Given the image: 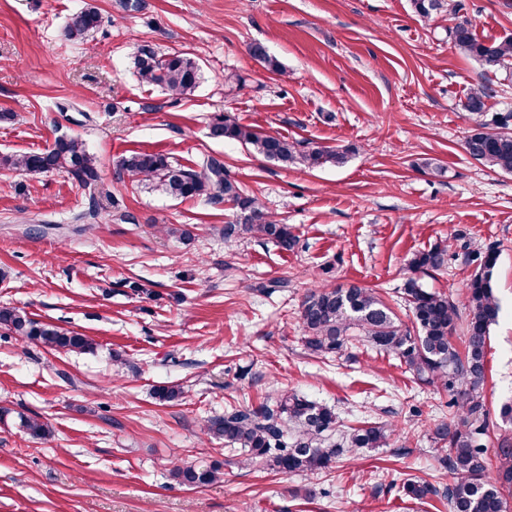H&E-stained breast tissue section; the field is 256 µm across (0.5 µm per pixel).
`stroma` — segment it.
<instances>
[{
  "mask_svg": "<svg viewBox=\"0 0 512 512\" xmlns=\"http://www.w3.org/2000/svg\"><path fill=\"white\" fill-rule=\"evenodd\" d=\"M87 6L101 26L70 40L69 19ZM462 21L482 40L512 36V0H443L428 19L411 0H143L138 12L122 0H0V154L41 153L68 134L102 162L93 201L64 172L0 171V307L96 345L56 352L0 330V512H448L401 492L409 478L452 481L429 435L447 393L364 343L310 355L298 310L317 284L356 283L406 318V263L438 244L453 254L447 268L418 279L459 303L475 269L467 250L495 248L482 441L496 458L498 409L512 402V174L466 152L463 104L483 87L487 123L512 113V68L488 74L455 49ZM254 42L284 74L250 57ZM144 44L189 53L199 86L174 97L144 81L133 63ZM219 114L351 153L340 166H286L212 138ZM135 152L193 169L223 160L293 226L295 250L225 242L231 204L117 182L113 161ZM170 384L184 398L156 401ZM281 391L332 406L341 426L390 420L398 434L322 474L281 475L240 466L241 449L202 433L207 418ZM23 415L50 435L31 438ZM202 460L220 480L172 477Z\"/></svg>",
  "mask_w": 512,
  "mask_h": 512,
  "instance_id": "stroma-1",
  "label": "stroma"
}]
</instances>
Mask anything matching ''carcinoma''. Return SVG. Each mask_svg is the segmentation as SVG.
<instances>
[{
    "label": "carcinoma",
    "instance_id": "cac0c4a2",
    "mask_svg": "<svg viewBox=\"0 0 512 512\" xmlns=\"http://www.w3.org/2000/svg\"><path fill=\"white\" fill-rule=\"evenodd\" d=\"M411 5L418 16L428 18L441 7V0H411ZM99 25L98 11L85 8L71 16L67 35L84 41ZM449 37L460 52L475 58L489 72L504 69L512 62V37L482 41L466 22L456 24ZM249 54L266 69L283 71L282 64L263 44H251ZM134 65L142 79L176 96L194 90L202 77L195 59L180 51L159 54L151 47H142L134 56ZM488 97V92L480 89L466 98L464 107L476 115V120L466 137L465 149L472 158L512 174V117L503 116L495 127H489L481 119ZM210 135L241 143L266 159L308 169L342 165L350 153L348 149L318 147L304 150L282 136L262 133L224 117L212 122ZM115 167L118 180L145 182L151 190L176 199L205 197L231 203L236 218L224 225L226 241L249 235L271 241L283 251L297 246L298 239L290 225L275 219L256 197L246 194L217 158L203 159L201 168L195 170L172 165L164 154L133 153L119 158ZM0 170H58L87 190L91 201L100 191L99 159L83 140L74 136L56 138L53 147L43 153L2 154ZM467 259L476 268L466 285V340L462 354L451 341L460 319L459 306L447 294L423 287L413 276L403 288L412 313L410 327L381 297L356 284H323L309 289L301 302L300 320L305 347L313 354L341 356L353 342H366L397 356L418 380L448 393L450 418L434 424L431 435L452 483L442 492L430 483L407 480L402 485L407 498L422 501L441 495L448 500L449 512H505L504 491L512 490V445L504 441L493 466L478 442L488 416L483 395L486 345L490 328L500 313L492 282L498 254L488 247L468 253ZM447 264L448 247L436 245L414 254L407 268L415 274L439 270ZM0 329L53 350L86 353L95 346L83 334L42 324L13 308L0 309ZM154 395L160 402L170 403L180 400L183 390L177 385H164ZM20 426L35 439L49 435L48 424L38 416L20 417ZM394 432L391 423L368 421L340 432L332 408L296 393H278L257 407L231 408L208 419L203 426L205 435L241 449L243 465L282 474H318L355 448L387 447ZM172 474L183 485L201 486L216 480L220 467L215 463L176 465Z\"/></svg>",
    "mask_w": 512,
    "mask_h": 512
}]
</instances>
